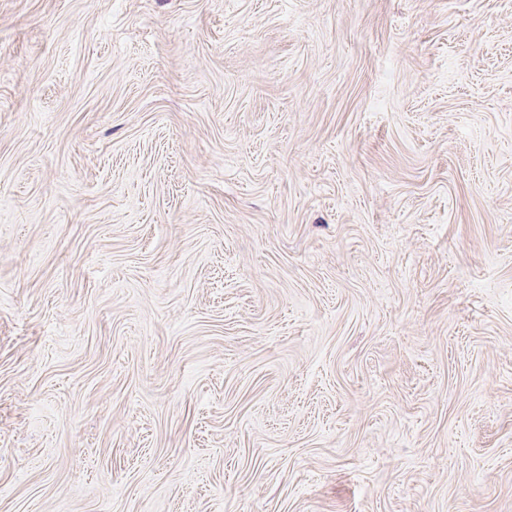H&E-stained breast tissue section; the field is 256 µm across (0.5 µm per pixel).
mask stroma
I'll list each match as a JSON object with an SVG mask.
<instances>
[{"label":"stroma","instance_id":"35a3bbf8","mask_svg":"<svg viewBox=\"0 0 512 512\" xmlns=\"http://www.w3.org/2000/svg\"><path fill=\"white\" fill-rule=\"evenodd\" d=\"M0 512H512V0H0Z\"/></svg>","mask_w":512,"mask_h":512}]
</instances>
